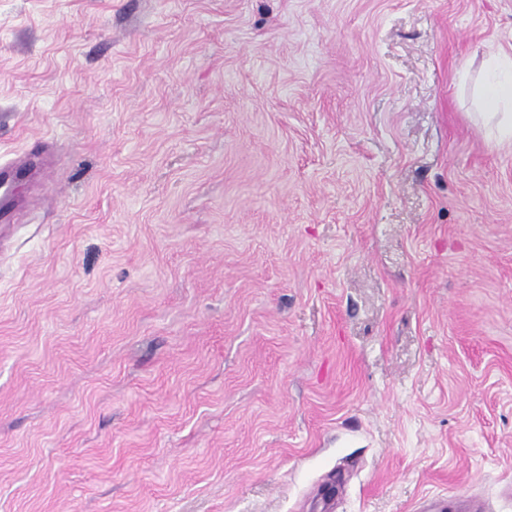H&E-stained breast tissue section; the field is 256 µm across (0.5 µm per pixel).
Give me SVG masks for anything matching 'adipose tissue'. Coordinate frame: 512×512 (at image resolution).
Instances as JSON below:
<instances>
[{"instance_id":"adipose-tissue-1","label":"adipose tissue","mask_w":512,"mask_h":512,"mask_svg":"<svg viewBox=\"0 0 512 512\" xmlns=\"http://www.w3.org/2000/svg\"><path fill=\"white\" fill-rule=\"evenodd\" d=\"M478 105L491 144H511L512 48L499 49L483 62Z\"/></svg>"}]
</instances>
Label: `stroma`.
I'll use <instances>...</instances> for the list:
<instances>
[{
  "label": "stroma",
  "mask_w": 512,
  "mask_h": 512,
  "mask_svg": "<svg viewBox=\"0 0 512 512\" xmlns=\"http://www.w3.org/2000/svg\"><path fill=\"white\" fill-rule=\"evenodd\" d=\"M512 0H0V512H512ZM469 66L471 77L459 81ZM478 105L491 145L512 143V45L482 64ZM42 150V146H39L5 167L0 164V190L4 188L2 201L0 193V224H14L16 221L17 212L10 195L11 174L39 175Z\"/></svg>",
  "instance_id": "35a3bbf8"
}]
</instances>
